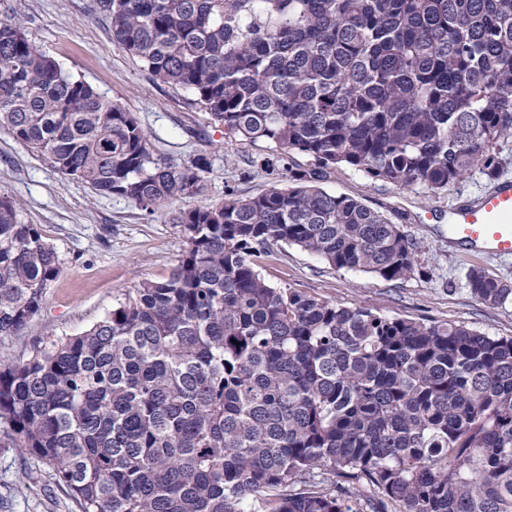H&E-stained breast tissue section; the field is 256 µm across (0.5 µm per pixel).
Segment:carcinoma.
<instances>
[{"label":"carcinoma","mask_w":512,"mask_h":512,"mask_svg":"<svg viewBox=\"0 0 512 512\" xmlns=\"http://www.w3.org/2000/svg\"><path fill=\"white\" fill-rule=\"evenodd\" d=\"M112 39L230 138L313 158L288 184L179 211L187 248L79 336L0 361V427L78 512H512V337L381 316L270 284L293 245L386 281L417 243L320 186L346 167L445 191L499 178L512 136V0H96ZM0 126L59 173L145 209L207 158L155 154L137 119L0 22ZM53 247L0 196V342L41 308ZM472 295L512 283L479 268Z\"/></svg>","instance_id":"cac0c4a2"}]
</instances>
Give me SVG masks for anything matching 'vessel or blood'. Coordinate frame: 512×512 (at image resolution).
Here are the masks:
<instances>
[{"label":"vessel or blood","mask_w":512,"mask_h":512,"mask_svg":"<svg viewBox=\"0 0 512 512\" xmlns=\"http://www.w3.org/2000/svg\"><path fill=\"white\" fill-rule=\"evenodd\" d=\"M448 238L478 254L512 256V179L475 203L452 208Z\"/></svg>","instance_id":"1"}]
</instances>
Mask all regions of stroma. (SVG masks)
I'll list each match as a JSON object with an SVG mask.
<instances>
[{"label": "stroma", "mask_w": 512, "mask_h": 512, "mask_svg": "<svg viewBox=\"0 0 512 512\" xmlns=\"http://www.w3.org/2000/svg\"><path fill=\"white\" fill-rule=\"evenodd\" d=\"M94 0H0V20L19 18L29 40L54 56L63 69L97 93L131 112L157 155L190 164L206 155L200 193L171 206L147 211L122 197H102L88 185L58 173L37 153L0 127V195L20 204L19 219L35 225L57 252L62 271L42 307L20 335L0 342V355L15 360L54 339L77 336L101 321L126 294L145 281H162L185 248L175 212L222 202L227 194L249 197L285 184L289 165L309 167L267 147L224 135L187 92L157 83L149 71L112 39L109 22ZM325 190L345 194L382 212L418 244V271L388 282L363 272L329 267L314 255L288 245L273 247L258 260L269 283L335 303L380 314L433 322H456L490 336H512V302L486 306L472 295L468 274L512 281V257L474 255L448 242V209L491 190L480 173L433 193L420 185L400 188L361 172L339 168ZM0 512H78L36 458L0 440Z\"/></svg>", "instance_id": "stroma-1"}]
</instances>
